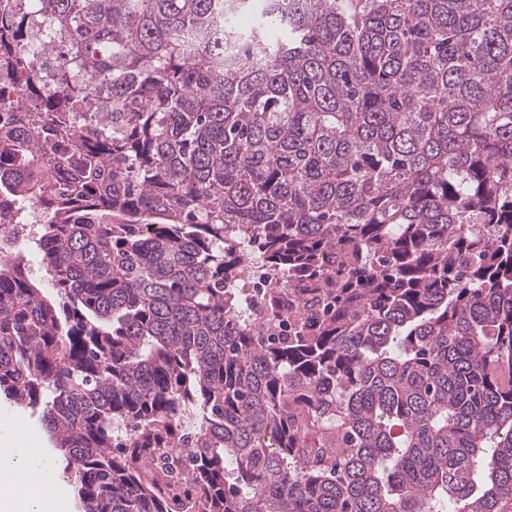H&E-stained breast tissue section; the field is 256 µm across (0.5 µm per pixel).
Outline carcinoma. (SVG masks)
I'll use <instances>...</instances> for the list:
<instances>
[{"label": "carcinoma", "instance_id": "carcinoma-1", "mask_svg": "<svg viewBox=\"0 0 512 512\" xmlns=\"http://www.w3.org/2000/svg\"><path fill=\"white\" fill-rule=\"evenodd\" d=\"M27 2L0 398L82 512H512V0ZM27 40L28 43L23 47L28 56L29 66L35 71H40L51 61L53 53L63 44L64 37L58 29L41 28L29 34ZM29 216V222L22 225L3 226L0 230V250L17 252L23 243L32 238L34 234L33 224H40L47 220L46 214L38 208H33ZM25 252L26 262L31 277L43 288H49L45 279L43 267L40 265V256L35 247L27 242L22 246Z\"/></svg>", "mask_w": 512, "mask_h": 512}]
</instances>
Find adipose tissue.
Instances as JSON below:
<instances>
[{"label": "adipose tissue", "instance_id": "adipose-tissue-1", "mask_svg": "<svg viewBox=\"0 0 512 512\" xmlns=\"http://www.w3.org/2000/svg\"><path fill=\"white\" fill-rule=\"evenodd\" d=\"M25 439L19 426L0 428V512H55V495L36 483L47 476L52 461L25 447Z\"/></svg>", "mask_w": 512, "mask_h": 512}]
</instances>
